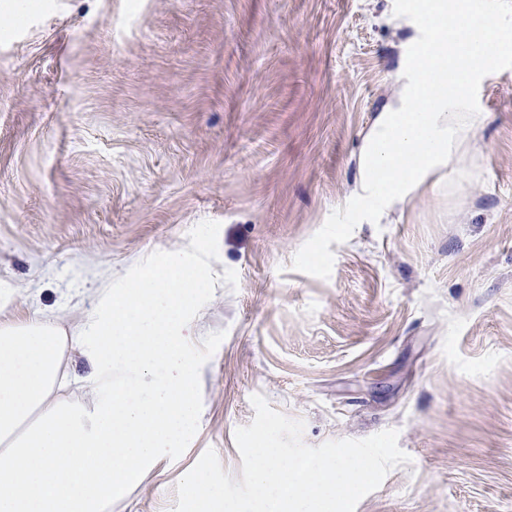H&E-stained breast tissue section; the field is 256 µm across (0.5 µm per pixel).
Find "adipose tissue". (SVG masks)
<instances>
[{
    "mask_svg": "<svg viewBox=\"0 0 512 512\" xmlns=\"http://www.w3.org/2000/svg\"><path fill=\"white\" fill-rule=\"evenodd\" d=\"M404 15L394 91L357 156L361 224L382 223L427 187L475 178L480 115L469 90L512 49L494 5L477 13L468 0H413ZM207 286L195 255L171 250L81 321L40 309L0 320V512H104L114 488L185 435L195 363L182 343ZM74 348L90 367L82 400L61 396L74 381L64 362ZM117 356L134 371L118 387Z\"/></svg>",
    "mask_w": 512,
    "mask_h": 512,
    "instance_id": "ef3b65f1",
    "label": "adipose tissue"
}]
</instances>
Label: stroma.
Listing matches in <instances>:
<instances>
[{
  "label": "stroma",
  "mask_w": 512,
  "mask_h": 512,
  "mask_svg": "<svg viewBox=\"0 0 512 512\" xmlns=\"http://www.w3.org/2000/svg\"><path fill=\"white\" fill-rule=\"evenodd\" d=\"M405 0H16L0 31V279L72 318L165 251L187 315L191 431L112 512H173L207 449L241 479L251 397L303 440L387 429L410 462L356 512H512V53L475 90L479 180L354 221Z\"/></svg>",
  "instance_id": "obj_1"
}]
</instances>
